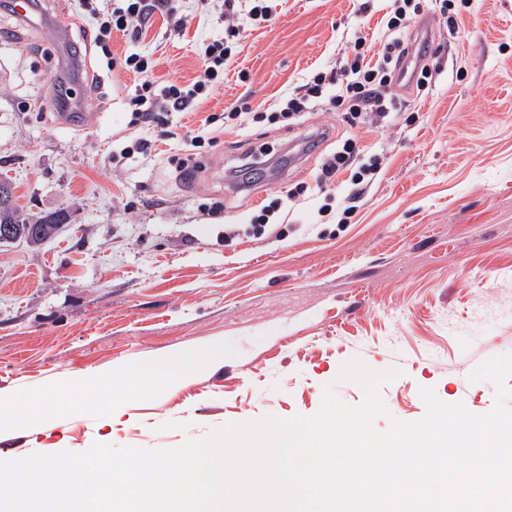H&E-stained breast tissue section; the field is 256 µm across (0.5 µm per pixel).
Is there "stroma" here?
<instances>
[{
	"label": "stroma",
	"instance_id": "1",
	"mask_svg": "<svg viewBox=\"0 0 512 512\" xmlns=\"http://www.w3.org/2000/svg\"><path fill=\"white\" fill-rule=\"evenodd\" d=\"M37 2L28 20L0 10V179L23 214L63 210L68 222L40 248L0 245V415L20 393L34 407L52 397L56 411L37 417L48 440L0 430V455L82 453L105 439L171 448L229 422L313 415L330 383L356 406L361 387L336 380L353 358L402 371L380 389L391 415L377 430L420 420L423 387L491 411L494 385L469 375L512 352V0H451L452 30L439 0H425L410 34L440 46L442 67L423 93L400 90L391 119L353 125L315 109L290 130L226 126L225 110L275 108L310 72L333 68L356 34L375 48L386 38L389 0L365 11L359 0H273L271 21L241 39L223 85L164 137L131 125L135 77L107 69L94 44L83 43L87 75L76 76L69 45L94 31L77 0ZM179 9L183 34L158 14L137 46L113 34V56L134 48L154 60L157 82L197 80L201 43L224 30L221 8L181 0ZM59 81L79 125L49 109ZM202 126L212 140L188 179L173 161ZM310 127L329 128L328 140L281 164L286 142ZM139 138L149 151L126 154ZM348 138L384 166L344 224L346 182L311 183ZM248 143L267 146L275 165L242 191L224 168ZM302 182L308 191L286 201ZM272 201V226L252 236L250 214ZM214 343L224 364L212 372L68 414L83 377Z\"/></svg>",
	"mask_w": 512,
	"mask_h": 512
}]
</instances>
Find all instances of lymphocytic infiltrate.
Segmentation results:
<instances>
[{
    "label": "lymphocytic infiltrate",
    "mask_w": 512,
    "mask_h": 512,
    "mask_svg": "<svg viewBox=\"0 0 512 512\" xmlns=\"http://www.w3.org/2000/svg\"><path fill=\"white\" fill-rule=\"evenodd\" d=\"M79 2L92 15L94 43L103 49L116 32L122 33L130 44H137L143 28L157 12L171 18L174 32H181L184 26L176 0H112V7L107 11L97 8L96 0ZM421 11L420 0H391L385 19L388 35L376 60L366 58V37H356L345 47L335 68L313 74L278 108L253 112L242 103L226 112V119L240 127L261 122L288 127L297 124L304 112L319 104L343 108L351 119L362 122L375 116L384 119L395 114L400 111L401 102L393 95V88L408 85L421 91L427 88L432 77L426 52L420 51L405 36L411 21ZM271 14L268 0H224V33L206 42L203 77L189 84L156 83L151 58L135 51L119 60L108 58L107 67H121L138 79L131 98L132 124L147 125L159 135H167L173 115L192 109L223 84L224 66L244 31L270 21ZM381 169L380 155L364 154L348 139L341 149L325 159L315 182L323 185L341 174H348L352 189L347 200L353 204Z\"/></svg>",
    "instance_id": "f902f5d3"
}]
</instances>
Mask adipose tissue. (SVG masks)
<instances>
[{
	"mask_svg": "<svg viewBox=\"0 0 512 512\" xmlns=\"http://www.w3.org/2000/svg\"><path fill=\"white\" fill-rule=\"evenodd\" d=\"M224 355L218 349L181 351L151 360L146 373H133L117 379L87 378L78 384L79 393L70 403L71 415L80 416L90 400L111 392L113 400L129 402L142 396L145 388L171 387L196 374L223 363Z\"/></svg>",
	"mask_w": 512,
	"mask_h": 512,
	"instance_id": "1",
	"label": "adipose tissue"
}]
</instances>
